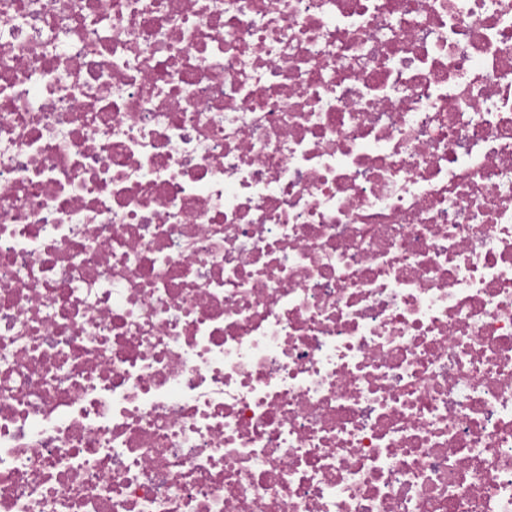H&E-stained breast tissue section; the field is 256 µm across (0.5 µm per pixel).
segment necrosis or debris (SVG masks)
<instances>
[{"instance_id":"1","label":"necrosis or debris","mask_w":512,"mask_h":512,"mask_svg":"<svg viewBox=\"0 0 512 512\" xmlns=\"http://www.w3.org/2000/svg\"><path fill=\"white\" fill-rule=\"evenodd\" d=\"M0 512H512V0H0Z\"/></svg>"}]
</instances>
